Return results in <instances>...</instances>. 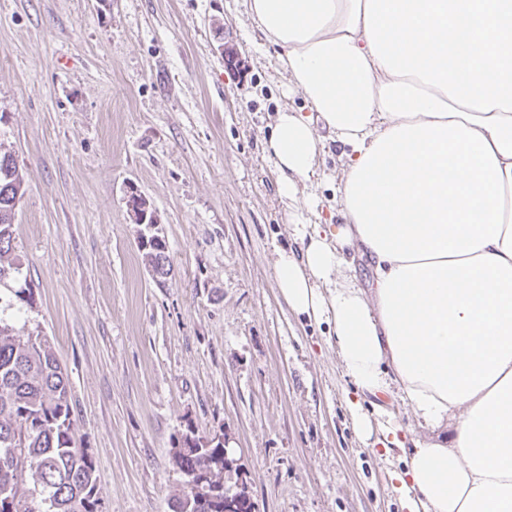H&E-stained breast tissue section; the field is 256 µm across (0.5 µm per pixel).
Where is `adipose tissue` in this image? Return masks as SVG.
<instances>
[{"label": "adipose tissue", "instance_id": "1", "mask_svg": "<svg viewBox=\"0 0 512 512\" xmlns=\"http://www.w3.org/2000/svg\"><path fill=\"white\" fill-rule=\"evenodd\" d=\"M309 113H277L282 197L314 172L315 121L349 147L334 238L294 227L276 249L280 294L332 326L357 391L401 400L453 446L387 420L383 454L406 512H512V0H245ZM370 291L337 281L346 248Z\"/></svg>", "mask_w": 512, "mask_h": 512}]
</instances>
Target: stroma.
Returning <instances> with one entry per match:
<instances>
[{
    "label": "stroma",
    "instance_id": "35a3bbf8",
    "mask_svg": "<svg viewBox=\"0 0 512 512\" xmlns=\"http://www.w3.org/2000/svg\"><path fill=\"white\" fill-rule=\"evenodd\" d=\"M244 0H0V149L25 180L14 247L34 292L7 321L69 381L101 512H171L186 424L223 432L254 512H404L353 424L328 324L293 312L274 249L348 218L327 144L283 198L278 112H308ZM169 247L158 285L128 188ZM316 206H308V199Z\"/></svg>",
    "mask_w": 512,
    "mask_h": 512
}]
</instances>
